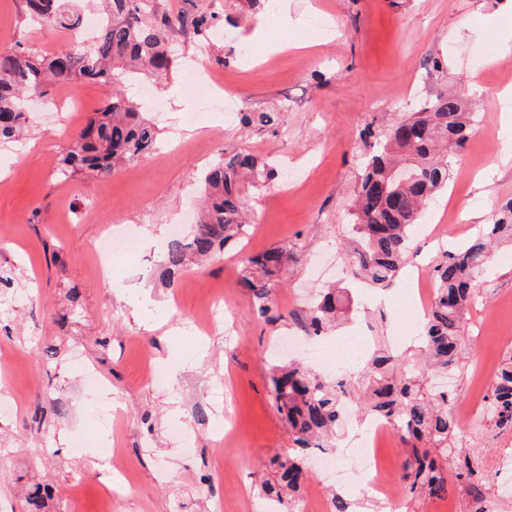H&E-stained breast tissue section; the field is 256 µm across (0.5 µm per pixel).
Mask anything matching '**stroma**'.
<instances>
[{
    "label": "stroma",
    "mask_w": 512,
    "mask_h": 512,
    "mask_svg": "<svg viewBox=\"0 0 512 512\" xmlns=\"http://www.w3.org/2000/svg\"><path fill=\"white\" fill-rule=\"evenodd\" d=\"M158 12L191 17L217 11L207 36L177 32L180 66L153 96L140 99L155 116L160 146L130 176H57L61 154L111 95L110 86L73 80L34 100L21 142L0 147V512H264L261 483L269 460L292 439L272 394L271 370L289 353L286 340L305 337L298 321L324 285L351 290V319L313 338L326 350L358 336L364 355L390 340L415 309L408 272L431 268L444 250L467 242L479 225L512 204V158L502 150L500 100L512 91V53L498 32L512 23V0H287L277 19L249 0H155ZM321 16L318 26L309 16ZM23 40L49 54L74 44L52 26L27 29L19 0H0V52ZM251 57L240 54L242 46ZM440 58L446 70L422 63ZM222 79L238 111L287 101L279 136L249 134L223 113L202 114L186 93L185 60ZM470 92L479 136L462 150L487 152L488 179L475 188L469 163L458 166L433 209L456 200L459 221L417 235L404 270L387 286L352 279L339 255L350 237L352 198L363 169L365 126L381 131L420 99L444 88ZM76 94L75 111L54 101ZM242 147L298 168L297 183L252 200L256 231L244 247L168 273L162 254L173 233L189 235L197 220L199 172L224 147ZM138 240L137 254L100 273L97 248L107 233ZM299 260L276 292L283 315H256L240 285L242 256L280 245ZM223 290L216 330L201 335L192 316L202 297ZM461 343L469 360L449 378L456 401L482 398L512 348V244L500 245L466 315ZM206 350L195 364L197 350ZM166 366L164 384L148 383L151 364ZM101 382L120 411L104 432L84 372ZM455 444L463 454L500 455L483 416L463 421ZM117 457L115 473L92 461Z\"/></svg>",
    "instance_id": "1"
}]
</instances>
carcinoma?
Wrapping results in <instances>:
<instances>
[{
    "instance_id": "1",
    "label": "carcinoma",
    "mask_w": 512,
    "mask_h": 512,
    "mask_svg": "<svg viewBox=\"0 0 512 512\" xmlns=\"http://www.w3.org/2000/svg\"><path fill=\"white\" fill-rule=\"evenodd\" d=\"M28 27L46 24L76 33L83 26L79 10L68 0H21ZM104 21L91 48L66 47L37 54L21 40L0 53V146L18 143L24 123V98L42 96L74 78L107 83L112 96L78 133L59 159L58 173L68 180L78 174L96 178L117 168L144 160L156 149L159 130L134 105L121 86L142 75L166 81L176 57L169 34L184 27L185 16L158 14L153 0H91ZM219 20L210 11L192 17L190 25L205 34ZM288 100L267 112H241L245 127L279 133ZM473 115L459 95L443 89L421 100L415 111L380 134L367 131L368 159L354 199L355 238L347 249L354 275L376 286L391 282L405 264L411 236L422 212L436 192L448 186L450 170L459 159L448 148H464L472 130ZM278 176L272 159L242 148H226L202 172L205 200L193 233L168 241L163 261L168 271L194 260L210 259L239 242L248 224L249 201ZM512 238V205L461 251L442 255L432 268L438 288L421 327L419 357L391 351L374 357L362 370L357 386L351 381L326 379L298 363L274 369L272 384L278 412L293 436V447L275 455L270 465L276 479L263 491L275 510L294 509L291 498L304 475L303 454L328 447V439L343 426L344 403L354 413H375L389 421L412 448L402 465L405 489L431 497H448V458L458 456L454 434L459 422L448 408L450 394L432 388L433 372L458 369L459 337L469 303L475 298L479 278L497 240ZM298 261V248L278 246L244 260L242 281L250 291L257 314L275 322L283 318L275 302L282 275ZM350 310L346 297L331 290L307 313L303 331L319 336L335 326ZM484 417L495 427H512V354L498 366L487 393ZM484 467L464 460L455 482L472 497L474 512H487Z\"/></svg>"
}]
</instances>
